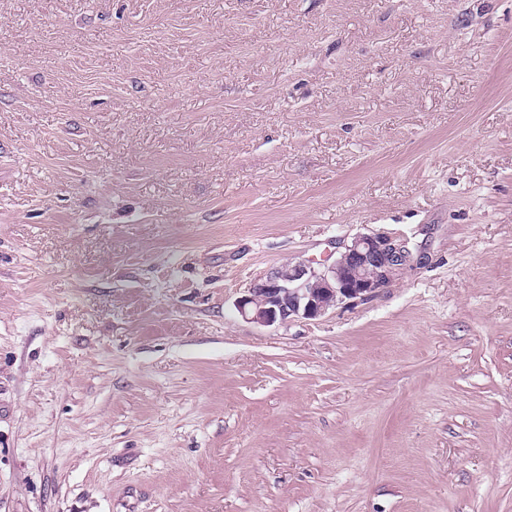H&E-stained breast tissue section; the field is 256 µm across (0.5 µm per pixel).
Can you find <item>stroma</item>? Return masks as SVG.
<instances>
[{"label":"stroma","instance_id":"35a3bbf8","mask_svg":"<svg viewBox=\"0 0 512 512\" xmlns=\"http://www.w3.org/2000/svg\"><path fill=\"white\" fill-rule=\"evenodd\" d=\"M0 512H512V0H0ZM336 249L332 261L270 269L247 288L239 312L261 326L315 320L339 305L378 295L421 260L406 239L384 231L357 235Z\"/></svg>","mask_w":512,"mask_h":512}]
</instances>
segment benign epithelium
<instances>
[{
    "mask_svg": "<svg viewBox=\"0 0 512 512\" xmlns=\"http://www.w3.org/2000/svg\"><path fill=\"white\" fill-rule=\"evenodd\" d=\"M418 262L406 239L360 234L337 247L331 261H298L270 269L247 288L239 312L261 326L315 320L339 305L378 295Z\"/></svg>",
    "mask_w": 512,
    "mask_h": 512,
    "instance_id": "1",
    "label": "benign epithelium"
}]
</instances>
